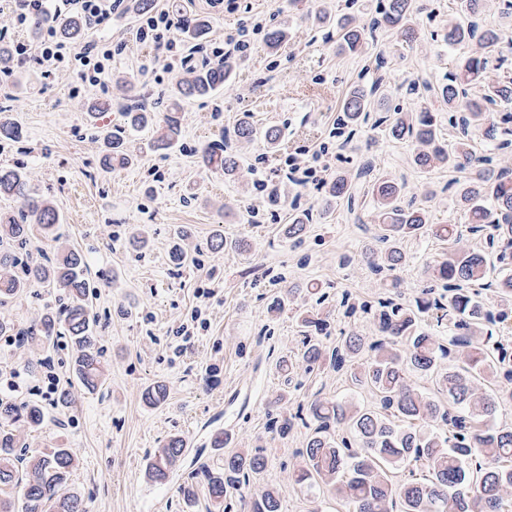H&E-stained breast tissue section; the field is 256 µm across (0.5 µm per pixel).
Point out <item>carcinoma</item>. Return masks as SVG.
<instances>
[{
	"instance_id": "carcinoma-1",
	"label": "carcinoma",
	"mask_w": 512,
	"mask_h": 512,
	"mask_svg": "<svg viewBox=\"0 0 512 512\" xmlns=\"http://www.w3.org/2000/svg\"><path fill=\"white\" fill-rule=\"evenodd\" d=\"M485 0H455V14L461 20L448 24L442 41L456 46L471 41L483 49L496 47L502 35L494 28L480 29L470 18L480 15ZM414 0H387L375 25L391 30L404 43L417 40L419 31L412 21ZM31 30L59 29L69 38L83 36L85 26L78 20H62L45 13L33 17ZM336 42L350 52L364 49V26L349 14L336 16ZM287 42L283 28L271 30L266 38L268 53H277ZM487 58L474 55L456 71L445 76L434 89L435 98L458 113L454 118L456 145L448 149L435 116L425 101L412 112L399 110L375 121L386 125L389 137L412 143L413 164L421 170L452 168L466 173L454 182L459 202L469 213L468 230L478 235L490 230L488 247H512V172L498 169L490 155H478L470 147L471 135L490 121L495 108L512 104V81H489L485 77ZM236 72L227 59L193 66L171 90L175 100L208 98L219 91ZM477 85L476 94L469 93ZM368 105L362 88L349 92L342 103L343 122L356 125ZM127 128L153 123L154 113L135 106H123ZM22 129L10 117L0 116V138L17 141ZM181 137V115L169 108L157 147L168 150ZM102 141V162L107 168L132 164L135 156L127 146L126 128L98 130ZM203 165L232 176L237 158L222 145L200 150ZM367 168L352 176L338 175L323 200L352 201L356 184L366 177ZM0 195L23 202L20 213L0 212V303L15 298L30 285L50 288L67 298L62 311L49 310L22 330L0 323V336H26L47 344L68 339L77 351L73 362L76 378L89 391L102 384L104 371L94 336L95 316L88 302L85 256L60 247L53 260L23 259L19 250L29 241L33 226L46 234L59 223L56 205L40 196L23 168L0 167ZM378 209L373 237L383 248H370L366 263L375 271L392 276L387 287L397 289L395 273L406 261L402 243L429 234L454 241L462 230L455 224L433 223L425 205L401 204L402 188L378 179L371 185ZM309 215L293 213L284 229L296 238L306 233ZM494 265L486 251L455 252L448 260L424 270L429 286L420 290L414 302L394 297L377 304L348 293L342 295L345 314L371 313L377 320L378 339L342 336L331 347L328 322L305 316L299 358L308 373L323 366L346 374L351 382L368 389L372 406L360 408L333 399H316L310 404L311 420L302 417L303 407L281 411L269 427L284 436L296 422L310 429L301 463L294 472L299 486L325 489L349 506V512H392L399 501L400 512H512V424L488 426L486 420L503 410L500 392L492 385L500 380L512 383V274L491 278ZM496 289L498 308H487L476 287ZM430 380L422 389L416 379ZM167 398V388L156 383L147 388L148 405ZM46 419L36 401L18 403L0 398V512H85L81 498L68 491L74 458L65 448H51L22 459L18 428L36 431ZM187 448L179 436L170 437L148 463L150 475L163 481L184 458ZM266 462L255 453L231 452L217 467L202 474L209 497L224 502V512H233L232 500L246 479L262 471ZM248 512H281L273 491L265 492Z\"/></svg>"
}]
</instances>
